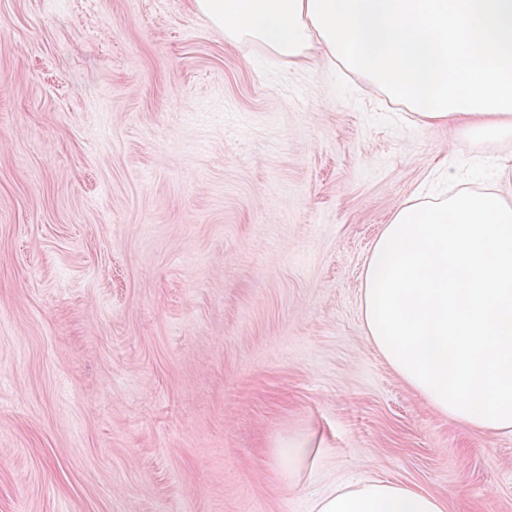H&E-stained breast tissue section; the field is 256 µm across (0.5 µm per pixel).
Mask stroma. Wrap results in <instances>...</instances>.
I'll list each match as a JSON object with an SVG mask.
<instances>
[{
	"instance_id": "35a3bbf8",
	"label": "stroma",
	"mask_w": 512,
	"mask_h": 512,
	"mask_svg": "<svg viewBox=\"0 0 512 512\" xmlns=\"http://www.w3.org/2000/svg\"><path fill=\"white\" fill-rule=\"evenodd\" d=\"M507 182L511 140L189 0H0V512H309L362 472L512 512V435L437 413L360 307L403 202ZM321 447V440L314 433L288 437L278 444V463L288 488L294 487L297 469L312 462Z\"/></svg>"
}]
</instances>
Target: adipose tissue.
I'll return each instance as SVG.
<instances>
[{
    "label": "adipose tissue",
    "instance_id": "ef3b65f1",
    "mask_svg": "<svg viewBox=\"0 0 512 512\" xmlns=\"http://www.w3.org/2000/svg\"><path fill=\"white\" fill-rule=\"evenodd\" d=\"M233 44L300 68L322 52L400 101L420 126L512 138V0H191ZM507 187L402 203L375 241L362 288L366 333L439 414L512 433V204ZM321 446L282 440L286 486ZM313 512H448L446 499L360 475Z\"/></svg>",
    "mask_w": 512,
    "mask_h": 512
}]
</instances>
